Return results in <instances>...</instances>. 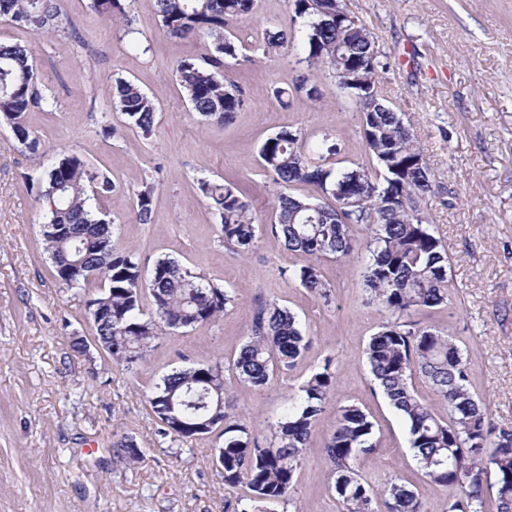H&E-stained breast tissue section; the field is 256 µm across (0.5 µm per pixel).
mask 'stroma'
Returning a JSON list of instances; mask_svg holds the SVG:
<instances>
[{
    "mask_svg": "<svg viewBox=\"0 0 512 512\" xmlns=\"http://www.w3.org/2000/svg\"><path fill=\"white\" fill-rule=\"evenodd\" d=\"M370 31L387 68L383 96L416 137L435 178L421 207L448 250L447 306L425 321L455 339L471 363L474 389L501 427L512 428V0H344ZM135 32L98 13L92 0H66L77 40L33 35L0 19V42L32 43L41 88L54 97L29 125L45 154L34 157L9 127H0V512H236L217 464L223 436L179 442L163 435L147 397L173 368L218 364L235 414L264 442L288 396L324 360L336 370L333 408L314 431L289 502L256 512H340L323 453L336 425L334 408L355 403L371 416L377 447L358 467L372 486L396 479L421 488L427 512H444L448 492L428 486L402 418L374 384L365 348L386 314L369 301L357 260L323 259L331 303L314 298L291 276L298 257L270 233L280 187L261 166L264 141L282 127L329 134L347 161L364 160L358 113L322 71L304 65L302 44L274 56L261 49L266 29L291 20L292 0H256L251 14L230 22L239 59L225 74L247 104L219 127L191 114L175 78L183 58L207 52L206 40L167 36L149 0H125ZM309 75L322 97L287 94ZM123 77L154 97L150 135L131 127L112 105ZM116 127L103 137L104 127ZM77 154L117 184L102 207L117 248L133 251L144 269L169 256L223 285L233 297L215 321L162 336L137 371L104 352H74L72 332L91 336L87 291L62 285L43 249V208L28 183L51 157ZM157 185L151 223H138L133 197L143 177ZM231 181L255 217L256 238L241 255L219 243L220 218L199 179ZM275 303L295 313L311 336L309 354L256 390L241 383L233 358L250 318ZM131 441L142 458L120 452Z\"/></svg>",
    "mask_w": 512,
    "mask_h": 512,
    "instance_id": "35a3bbf8",
    "label": "stroma"
}]
</instances>
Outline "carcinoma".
Here are the masks:
<instances>
[{
  "mask_svg": "<svg viewBox=\"0 0 512 512\" xmlns=\"http://www.w3.org/2000/svg\"><path fill=\"white\" fill-rule=\"evenodd\" d=\"M163 30L174 38L207 36L210 51L184 58L176 78L192 110L208 124L227 125L243 110L241 86L224 76L226 59L238 58V46L224 28L250 13L255 0H151ZM94 8L108 16H122L125 32L132 18L121 0H94ZM295 27L265 31L264 49L275 51L302 38L310 68L323 69L341 88L343 74L362 78V93L381 101V109L360 113L363 146L368 162L338 159L336 146L314 144L291 127L267 138L260 150L264 169L283 191L277 197L271 233L284 248L303 258L293 272L301 286L325 303L332 289L319 261L324 257L355 256L364 265V285L370 301L389 315L370 336L365 354L374 381L408 427L409 444L423 476L432 485L448 488V512H482L485 499L494 498L496 512H512V428L497 426L486 404L477 396L470 362L447 333L413 316L448 304V251L421 215L419 202L434 194L431 169L401 116L384 104L379 73L387 68L368 30L348 11L336 9V0H293ZM0 17L35 35L63 32L68 15L65 0H0ZM31 52L20 43H0V125L11 128L24 148L36 154L40 141L28 125V115L44 110L48 99L38 87ZM115 108L145 136L151 134L156 101L136 83L118 79ZM309 188L293 195L294 185ZM117 187L105 172H94L84 158H58L38 190L46 211L44 249L56 278L64 270L73 283L94 289L90 299L112 308V321L94 326V335L112 359L128 370L138 369L155 340L181 329L207 324L224 313L231 296L220 284L193 273L178 261L158 259L149 275L130 250L112 243L113 225L93 206ZM198 189L221 221L220 243L233 253L245 250L256 238L250 204L231 183L198 180ZM154 183L145 179L136 193L139 223L152 221ZM363 194L354 210L346 199ZM370 231L361 243L356 229ZM312 341L289 309L272 303L258 309L250 334L240 348L233 369L251 387L264 388L276 372L293 368L310 351ZM429 383L447 407L440 418L420 398L414 376ZM332 360L299 386L282 416L272 424L275 443L264 446L247 423L231 420L230 397L224 370L216 365L191 364L164 375L148 398L165 435L181 442L194 439L196 427L211 434L221 430L224 447L218 449L224 487L243 490L238 512H249L257 502L286 499L293 488L301 456L336 391ZM374 424L356 404L336 408V428L324 443L332 464L333 489L341 512H425L423 494L396 480L376 489L359 473V456L374 450Z\"/></svg>",
  "mask_w": 512,
  "mask_h": 512,
  "instance_id": "cac0c4a2",
  "label": "carcinoma"
}]
</instances>
